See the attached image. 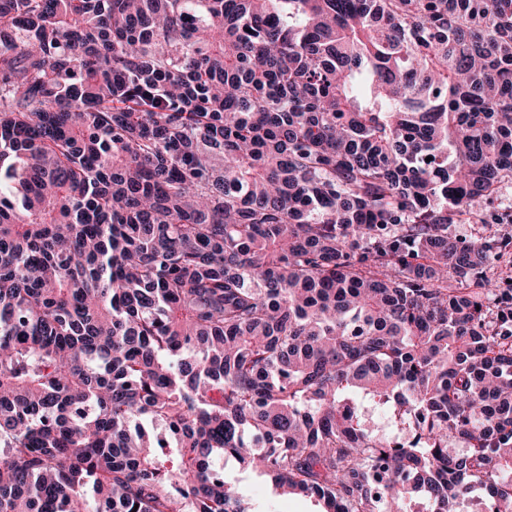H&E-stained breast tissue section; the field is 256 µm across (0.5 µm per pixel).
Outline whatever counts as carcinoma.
I'll use <instances>...</instances> for the list:
<instances>
[{"instance_id":"obj_1","label":"carcinoma","mask_w":512,"mask_h":512,"mask_svg":"<svg viewBox=\"0 0 512 512\" xmlns=\"http://www.w3.org/2000/svg\"><path fill=\"white\" fill-rule=\"evenodd\" d=\"M509 184L512 0H0V512H512ZM224 476L248 502L253 512H318L322 502L302 495L283 496L264 475L235 460L224 461Z\"/></svg>"}]
</instances>
